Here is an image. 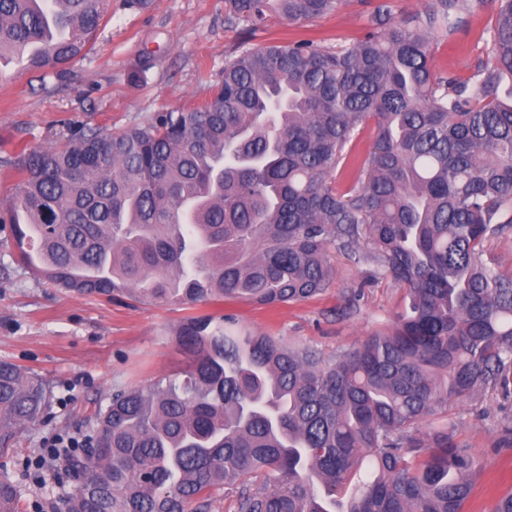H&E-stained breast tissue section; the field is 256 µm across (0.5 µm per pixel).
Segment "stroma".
<instances>
[{"instance_id":"35a3bbf8","label":"stroma","mask_w":512,"mask_h":512,"mask_svg":"<svg viewBox=\"0 0 512 512\" xmlns=\"http://www.w3.org/2000/svg\"><path fill=\"white\" fill-rule=\"evenodd\" d=\"M365 0H344L337 12L304 24L271 19L248 33L229 26L224 0H107L104 20L80 60L62 75L38 80L16 62L0 63V207L15 194L9 163L16 149L55 145L62 121L106 133L144 126L160 112L198 104L222 80L224 62L239 51L272 42L317 36L331 44L360 37L368 24ZM492 5L470 16L439 44L434 64L459 78L470 76L488 52ZM333 277L317 298L262 306L244 302L207 305L232 314L243 330L271 336L330 356L386 331L404 304L405 291L377 275L373 264L332 251ZM185 312L129 299L80 295L34 275L21 265L8 225L0 224V359L35 371L52 387L49 415L24 432L1 460L23 475L25 512L70 492L50 466L25 477V465L59 440L90 432L95 411L120 388L146 386L185 366L175 336ZM512 415V398L473 396L450 417L458 441L469 446L481 475L467 512H493L512 491V448L497 449L498 425Z\"/></svg>"}]
</instances>
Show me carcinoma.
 Returning a JSON list of instances; mask_svg holds the SVG:
<instances>
[{"instance_id":"1","label":"carcinoma","mask_w":512,"mask_h":512,"mask_svg":"<svg viewBox=\"0 0 512 512\" xmlns=\"http://www.w3.org/2000/svg\"><path fill=\"white\" fill-rule=\"evenodd\" d=\"M495 2L464 80L435 71V46L482 0H424L403 21L373 0L353 43L245 49L201 104L115 135L68 122L58 145L13 158L0 223L21 263L79 294L190 311L182 378L112 394L82 451L64 450L73 490L53 512H204L224 487L237 512H465L477 464L448 408L512 396V273L487 249L512 227V0ZM341 5L225 0L251 33ZM102 21L99 0H0V57L59 71ZM369 122L371 151L350 157ZM332 246L406 289L392 326L353 349L326 358L192 313L313 299ZM53 400L0 360V455ZM0 512H23L5 473Z\"/></svg>"}]
</instances>
